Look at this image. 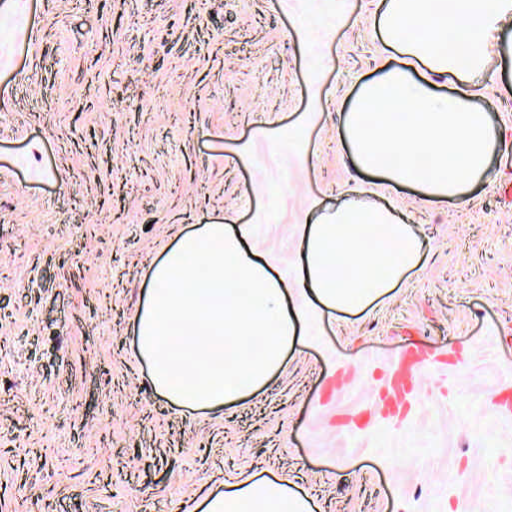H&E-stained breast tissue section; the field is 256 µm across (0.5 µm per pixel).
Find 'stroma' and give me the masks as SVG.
I'll return each mask as SVG.
<instances>
[{
	"label": "stroma",
	"mask_w": 512,
	"mask_h": 512,
	"mask_svg": "<svg viewBox=\"0 0 512 512\" xmlns=\"http://www.w3.org/2000/svg\"><path fill=\"white\" fill-rule=\"evenodd\" d=\"M379 6L0 0V512H192L284 475L311 512H512V78L475 99L506 145L466 202L358 172L340 114L402 65ZM347 197L422 243L355 312L299 286ZM204 224L246 227L303 314L283 370L214 409L154 389L133 320Z\"/></svg>",
	"instance_id": "1"
}]
</instances>
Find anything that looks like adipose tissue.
<instances>
[{"label":"adipose tissue","mask_w":512,"mask_h":512,"mask_svg":"<svg viewBox=\"0 0 512 512\" xmlns=\"http://www.w3.org/2000/svg\"><path fill=\"white\" fill-rule=\"evenodd\" d=\"M375 24L385 46L420 65L422 79L393 68L364 84L341 128L359 171L424 195L464 201L489 174L497 136L487 116L459 96H436L435 77L479 85L489 48L512 67V0H381ZM247 232L206 224L149 272L134 319L154 386L197 408L236 402L278 370L296 333L287 289L242 245ZM410 227L350 198L306 235L304 292L336 310L368 307L394 288L419 256ZM197 329V341L182 339ZM310 512L286 479L246 480L202 502V512Z\"/></svg>","instance_id":"obj_1"}]
</instances>
